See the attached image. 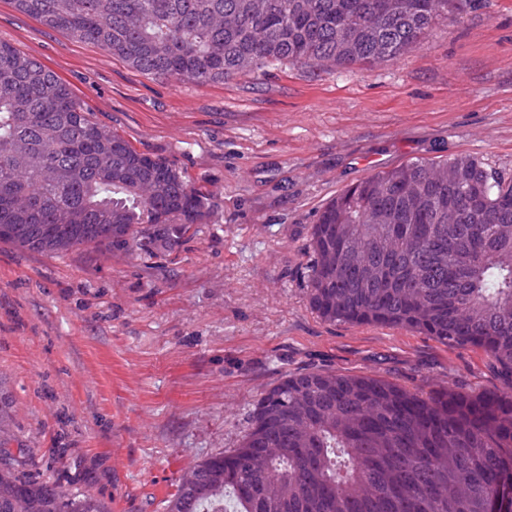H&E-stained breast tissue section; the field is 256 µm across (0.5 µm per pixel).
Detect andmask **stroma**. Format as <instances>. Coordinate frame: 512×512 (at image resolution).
<instances>
[{"label":"stroma","instance_id":"1","mask_svg":"<svg viewBox=\"0 0 512 512\" xmlns=\"http://www.w3.org/2000/svg\"><path fill=\"white\" fill-rule=\"evenodd\" d=\"M0 41L134 150L174 161L213 204L148 263L0 242V390L22 475L94 493L110 512H169L183 474L237 447L247 413L285 375L501 388L480 349L323 320L304 272L319 212L372 173L470 155L512 177V0H473L387 64L198 86L146 77L10 0Z\"/></svg>","mask_w":512,"mask_h":512}]
</instances>
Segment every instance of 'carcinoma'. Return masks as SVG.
Here are the masks:
<instances>
[{"label":"carcinoma","mask_w":512,"mask_h":512,"mask_svg":"<svg viewBox=\"0 0 512 512\" xmlns=\"http://www.w3.org/2000/svg\"><path fill=\"white\" fill-rule=\"evenodd\" d=\"M43 26L148 77L204 85L272 66L395 61L471 0H13ZM211 203L172 161L98 125L51 71L0 41V241L39 253L108 247L147 262ZM306 288L324 320L413 329L482 349L494 392L285 375L238 447L196 463L170 512H512V179L461 155L411 160L344 190L312 225ZM0 512H107L15 473Z\"/></svg>","instance_id":"carcinoma-1"}]
</instances>
